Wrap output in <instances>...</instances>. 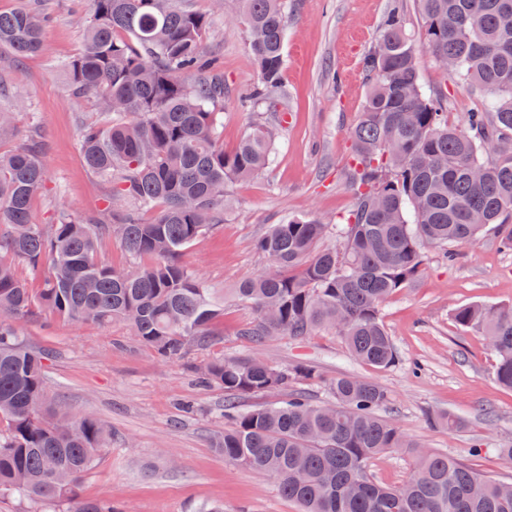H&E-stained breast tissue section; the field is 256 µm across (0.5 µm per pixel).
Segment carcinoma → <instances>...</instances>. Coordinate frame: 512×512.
<instances>
[{
	"label": "carcinoma",
	"mask_w": 512,
	"mask_h": 512,
	"mask_svg": "<svg viewBox=\"0 0 512 512\" xmlns=\"http://www.w3.org/2000/svg\"><path fill=\"white\" fill-rule=\"evenodd\" d=\"M175 0H88L85 49L64 63L71 94L92 97L111 115L86 122L80 147L109 187L97 220L66 211L37 224L33 198L48 179L36 136L0 152V495L65 501L94 467L109 431L92 414L45 407L44 356L24 344L14 320L52 312L74 324L126 323L167 361L218 339L224 298L250 308L240 335L302 338L331 329L349 355L386 370L398 361L382 303L421 271L426 244L466 247L489 226L512 250V0H415L420 41L394 6L363 59L368 91L353 128L354 206L341 223L313 217L273 224L256 247L263 270L219 294L183 261L186 250L224 221L226 187L262 173L276 129L257 119L224 149V78L206 52L210 21ZM257 82L248 107L271 105L281 87L288 0H241ZM45 16L27 7L0 12V52L29 57L44 47ZM427 51L459 82L477 88L481 109L448 122V97L425 89L418 56ZM339 246L322 249L328 235ZM120 240L129 270L102 261L99 244ZM48 267L37 294L16 273ZM462 329L477 328L497 354V382L512 389V306L456 308ZM201 382L224 388V459L273 476L299 512H512V482L409 440L378 410L375 381L325 380L309 364L273 366L251 357L210 361ZM322 383L332 403L296 392L242 411L237 400ZM413 462L399 487L370 471L381 453Z\"/></svg>",
	"instance_id": "carcinoma-1"
}]
</instances>
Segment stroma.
Here are the masks:
<instances>
[{"label":"stroma","mask_w":512,"mask_h":512,"mask_svg":"<svg viewBox=\"0 0 512 512\" xmlns=\"http://www.w3.org/2000/svg\"><path fill=\"white\" fill-rule=\"evenodd\" d=\"M28 3L47 18L44 49L15 60L0 54V109L14 113L9 149L38 136L49 179L32 202L36 223L64 210L93 221L107 186L86 168L78 131L101 119L94 100L69 91L63 63L85 44L87 0H0V10ZM211 22L210 49L224 76L225 149H232L259 116L240 96L256 80L238 0H180ZM390 0H288V28L279 127L272 164L258 177L229 186L224 221L188 250L185 262L214 288H232L265 266L255 241L290 216L339 223L351 210V131L368 83L363 58L372 48ZM421 81L448 95V118L463 123L482 98L444 75L430 54L418 58ZM424 246L419 276L392 294L381 316L398 363L378 370L355 361L340 336L319 329L260 344L240 336L250 310L224 304V337L165 361L121 322L75 325L43 313L18 319L28 346L44 356L52 406L95 415L112 432L77 500L112 502L120 512H297L275 480L225 461L214 440L224 430V390L200 383L204 365L221 357L252 356L275 366L314 365L325 380L340 374L385 387L384 410L408 439L472 463L482 474L512 481V465L497 457L512 445V390L501 387L497 356L476 330L455 325L462 305H512V252L487 233L454 260ZM453 412L463 428L429 423L427 412Z\"/></svg>","instance_id":"stroma-1"}]
</instances>
